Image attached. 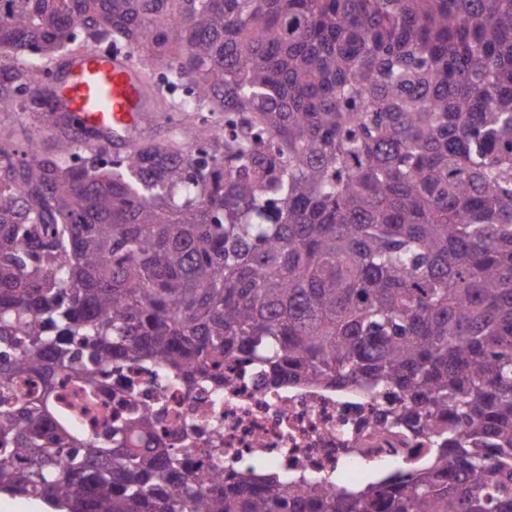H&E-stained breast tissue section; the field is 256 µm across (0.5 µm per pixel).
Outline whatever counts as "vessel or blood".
<instances>
[{
    "mask_svg": "<svg viewBox=\"0 0 512 512\" xmlns=\"http://www.w3.org/2000/svg\"><path fill=\"white\" fill-rule=\"evenodd\" d=\"M60 86L59 104L76 127L108 131L127 143L149 109L142 73L125 51L69 56Z\"/></svg>",
    "mask_w": 512,
    "mask_h": 512,
    "instance_id": "b4317fda",
    "label": "vessel or blood"
}]
</instances>
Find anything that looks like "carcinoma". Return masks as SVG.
<instances>
[{"instance_id":"1","label":"carcinoma","mask_w":512,"mask_h":512,"mask_svg":"<svg viewBox=\"0 0 512 512\" xmlns=\"http://www.w3.org/2000/svg\"><path fill=\"white\" fill-rule=\"evenodd\" d=\"M122 47L165 141L0 139V492L58 512H512V0H0V112L67 52ZM214 115L204 151L187 145ZM392 396L427 461L336 491L224 477L80 414L142 364L224 361ZM37 378L38 394L19 381ZM81 406L54 400L59 381Z\"/></svg>"}]
</instances>
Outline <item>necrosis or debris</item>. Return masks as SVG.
<instances>
[{"instance_id":"4bbe7bcc","label":"necrosis or debris","mask_w":512,"mask_h":512,"mask_svg":"<svg viewBox=\"0 0 512 512\" xmlns=\"http://www.w3.org/2000/svg\"><path fill=\"white\" fill-rule=\"evenodd\" d=\"M123 373L131 391H112L113 413L169 406L154 427L177 448H220L225 465L241 471L269 464L285 477L326 478L349 485L361 466L389 469L424 463L428 439L387 423L386 400L354 387L271 383L259 364L242 358L224 363V402L209 386L171 385L139 364Z\"/></svg>"}]
</instances>
